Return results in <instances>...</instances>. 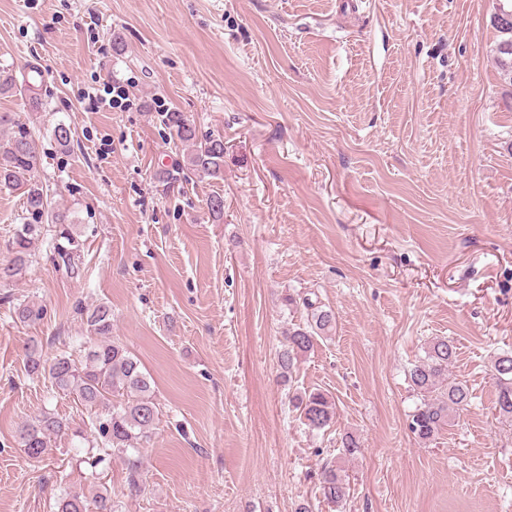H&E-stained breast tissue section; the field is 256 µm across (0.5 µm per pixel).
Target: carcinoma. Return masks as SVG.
<instances>
[{
	"instance_id": "1",
	"label": "carcinoma",
	"mask_w": 512,
	"mask_h": 512,
	"mask_svg": "<svg viewBox=\"0 0 512 512\" xmlns=\"http://www.w3.org/2000/svg\"><path fill=\"white\" fill-rule=\"evenodd\" d=\"M500 33L496 45L497 61L504 79L512 85V23L509 27L494 24ZM161 121L173 138L189 147L183 168L211 178L224 177V137L210 135L200 139L196 127L181 112H165ZM11 129L0 140V186L23 190L26 210L37 218L46 217L50 224H64L67 215L54 208L43 184L35 178L42 157L29 129L9 112H0V128ZM37 225L24 224L16 232L9 250L12 258L0 264V283L20 274L29 262L32 236ZM79 243L67 232H60V241L54 247L56 264L66 272L77 275L80 268ZM303 305L310 309L311 320L305 327L288 329L284 348L278 362L283 372H289L298 357L311 351L321 334L334 322V314L308 300ZM87 332L96 337L78 363L62 353L51 362L42 358L37 346L27 354V372L46 374L52 385L72 394L84 406L104 410L92 422L97 432L98 458L105 460L114 448L136 450L159 421V407L155 401L152 379L140 362L119 341L111 338L112 307L100 303L85 311ZM456 359V346L448 338H437L429 344L426 356L408 370L413 390L420 394V402L410 415L409 429L426 444L434 441L449 426L453 415L467 406L471 399L469 387L461 382L448 381V369ZM497 387L494 411L499 419L512 422V355L496 357L492 365ZM291 401L299 418L308 429L321 431L334 423L336 404L320 390L293 396ZM69 429L58 417L44 413L27 420L19 427V439L24 453L30 459L44 456L51 436ZM319 489L327 502L340 508L349 496V482L342 470L329 463L321 467ZM97 512H118L107 490H98L93 496ZM59 512H87V501L77 495L59 502Z\"/></svg>"
}]
</instances>
